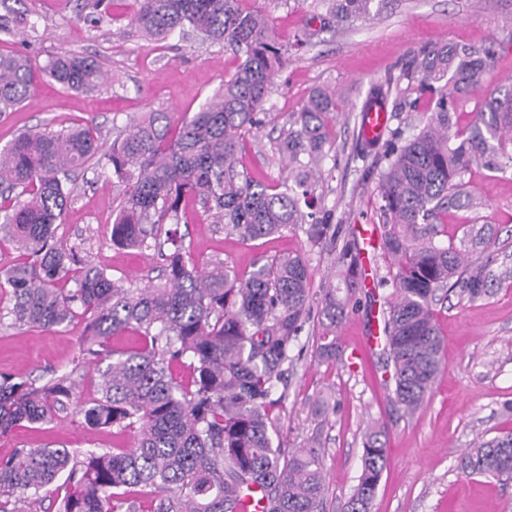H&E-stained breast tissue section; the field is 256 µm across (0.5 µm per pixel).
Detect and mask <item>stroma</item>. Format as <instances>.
Instances as JSON below:
<instances>
[{
	"instance_id": "obj_1",
	"label": "stroma",
	"mask_w": 512,
	"mask_h": 512,
	"mask_svg": "<svg viewBox=\"0 0 512 512\" xmlns=\"http://www.w3.org/2000/svg\"><path fill=\"white\" fill-rule=\"evenodd\" d=\"M85 0H0V53H21L44 63L49 55L70 51L91 57L109 80L86 95L52 81L37 84L33 97L15 111L0 115V148L20 132L74 124L96 128L103 147L112 143L113 126L154 111L180 120L197 111L238 65L223 47L173 36L154 43L127 33L132 0L118 6L115 17L90 22ZM272 18L277 39L289 50L266 104L262 125L245 136L238 167L258 181L277 182L276 144L310 91L334 90L341 103L330 124L336 167L315 187L334 209L332 222L343 238L358 239L366 270L359 291L360 308L338 328L345 351L341 362L319 361L315 350L321 327L310 317L299 335L302 356L289 368L286 398L272 410L283 448H300L319 439L325 458V512H340L358 483L364 436L369 425L388 427L386 465L371 512H512V481L467 476L458 468L460 455L478 438L512 430V285L489 289L470 299L459 292L434 306L444 340V365L429 398L415 414L398 412L385 382L382 343L371 334L375 316L387 307L391 287L380 286L387 262L377 245L361 240L362 227H381L375 181L365 179L357 158V112L372 84L408 65L414 50L449 42L495 43L492 78L512 76V0H388L381 13L349 26L321 29L305 0L299 8L283 0H256ZM38 22L24 30L19 17ZM310 28L309 46L293 52L298 35ZM72 200L56 235L67 246L106 269L114 279L145 283L158 274L153 252L122 249L111 241L112 221L121 196L101 166L77 171ZM468 190L483 197L485 207L452 209L441 215L440 242L461 246L469 225L485 226L487 242L468 249L471 258L495 256L498 267L512 268V169L494 172L475 164L465 174ZM179 233L193 259H224L239 275H248L259 258L301 253L313 271L311 301L319 303L322 287L336 269L338 244L314 245L299 231L245 241L217 231L209 220L183 224ZM85 324L42 330L0 328V375L41 386L53 373L68 372L81 361L79 339ZM329 396L335 406L328 418L312 411L313 401ZM133 432L94 429L78 411L53 423H21L0 434V458L17 448L62 445L83 452L126 448Z\"/></svg>"
}]
</instances>
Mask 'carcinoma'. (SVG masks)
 Here are the masks:
<instances>
[{"label":"carcinoma","mask_w":512,"mask_h":512,"mask_svg":"<svg viewBox=\"0 0 512 512\" xmlns=\"http://www.w3.org/2000/svg\"><path fill=\"white\" fill-rule=\"evenodd\" d=\"M249 0H134L129 19L142 37L164 42L196 33L224 45L240 64L221 87L185 114L177 132L164 112H143L117 130L107 152L90 126L26 131L0 149V231L19 258L0 271V326L53 329L77 318L86 322L83 353L96 367V397L78 412L92 428L130 429L132 447L78 455L63 446L17 448L0 459V512H33L40 493L59 480L67 490L56 512H240L243 498L259 490L261 512H321L324 461L313 443L284 453L273 446L277 394L310 313L312 270L302 254L273 257L247 276L220 259L200 268L189 257L177 228L188 223L182 207L194 197L219 230L245 241L288 228L319 245L336 238L333 210L311 211L313 179L336 162L326 149L336 94L311 91L278 140L279 165L288 180H251L237 168L246 132L260 114L285 56L269 16ZM325 12L312 16L332 28L367 18L385 0H316ZM494 43L432 47L415 67L374 83L360 111L392 102V111L414 107L410 92L435 99L433 117L406 138L401 127L360 137L358 156L367 179L377 181L384 228L380 249L389 260L393 288L383 312L382 334L392 365L393 401L405 415L424 404L443 366L444 341L433 318L437 292L459 289L472 299L512 279L497 274L494 259L466 263L463 252L437 241L438 218L448 209L483 205L461 191L462 176L477 162L498 171L512 163V81L487 91ZM92 94L105 82L99 64L61 52L35 65L24 54H0V113L31 95L37 82ZM476 100L472 121L456 125L459 105ZM119 188L120 207L112 244L154 251L162 260L159 281L125 285L103 268L65 248L55 224L71 200L69 174L98 158ZM361 248L344 241L338 281L322 288V362L343 359L336 329L357 308L363 288ZM74 287H68V284ZM133 332L139 344L109 346ZM192 376L184 385L172 365ZM79 380L62 374L41 387L0 380V434L27 422L49 424L77 398ZM385 425L370 428L358 484L341 512H370L385 467ZM463 474L512 481V431L480 438L460 458Z\"/></svg>","instance_id":"carcinoma-1"}]
</instances>
